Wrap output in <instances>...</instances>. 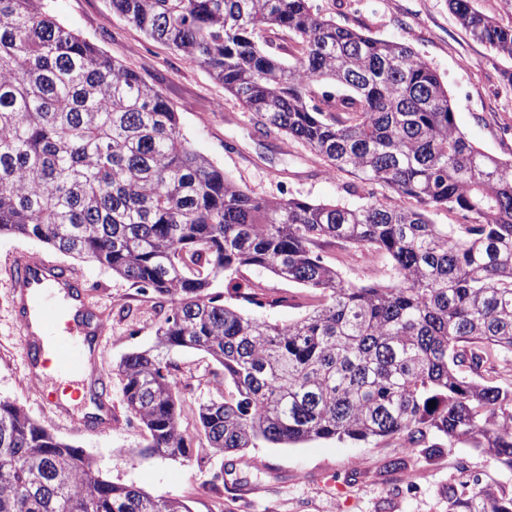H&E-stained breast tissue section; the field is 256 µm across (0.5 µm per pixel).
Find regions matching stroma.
<instances>
[{"instance_id": "obj_1", "label": "stroma", "mask_w": 512, "mask_h": 512, "mask_svg": "<svg viewBox=\"0 0 512 512\" xmlns=\"http://www.w3.org/2000/svg\"><path fill=\"white\" fill-rule=\"evenodd\" d=\"M315 2L338 24L417 51L441 75L465 137L485 152L512 160V133H501L504 127L512 129V84L507 81L512 61L473 40L450 13L447 0ZM47 5L64 25L156 87L177 109L191 146L223 168L230 179L268 197L288 193L326 203L343 198V177L315 172L302 147L288 149L275 139L259 141L249 113L221 84L113 14L108 0H47ZM19 252L71 268L90 301L108 319L110 334L101 346L99 364L119 417L111 431L90 435L73 430L43 400L42 388H57L58 380L48 377L40 388L26 380L13 288L6 273L8 261ZM325 258L355 283L394 282L388 258H360L336 248L326 250ZM243 282L277 300L276 306L263 308L241 303V310L250 316L288 322L312 308L309 289L282 281L265 268L244 269ZM161 319L152 294L111 270L63 256L36 240L0 236V398L15 401L61 439L91 453L112 481L182 499L191 512H448L447 493L452 487L466 488L472 495L485 485L512 491V473L466 443L409 453L396 438L360 445L333 439L262 443L214 458L196 412L214 395L220 368L196 350L167 354L181 389L182 428L191 457L174 461L143 456L148 435L125 408L123 383L115 367L127 354L153 346ZM399 455L405 456L406 469L386 472L385 463ZM223 467L245 476L244 485L235 488L214 481V472Z\"/></svg>"}]
</instances>
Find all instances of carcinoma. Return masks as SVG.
Listing matches in <instances>:
<instances>
[{
    "label": "carcinoma",
    "mask_w": 512,
    "mask_h": 512,
    "mask_svg": "<svg viewBox=\"0 0 512 512\" xmlns=\"http://www.w3.org/2000/svg\"><path fill=\"white\" fill-rule=\"evenodd\" d=\"M148 38L206 69L262 137L304 146L368 202L266 197L194 150L178 112L134 69L64 27L44 0H0V235L95 261L168 304L155 346L118 365L147 447L189 459L171 362L206 352L226 392L198 406L213 455L395 437L468 442L512 471V161L459 132L448 89L413 48L344 27L313 0H108ZM472 38L512 59V25L448 0ZM465 224H433L432 210ZM325 245L385 255L394 284L357 285ZM258 266L321 299L273 323ZM435 407H429V402ZM0 512H190L105 477L84 449L0 399ZM448 512H512V494L448 490Z\"/></svg>",
    "instance_id": "cac0c4a2"
}]
</instances>
